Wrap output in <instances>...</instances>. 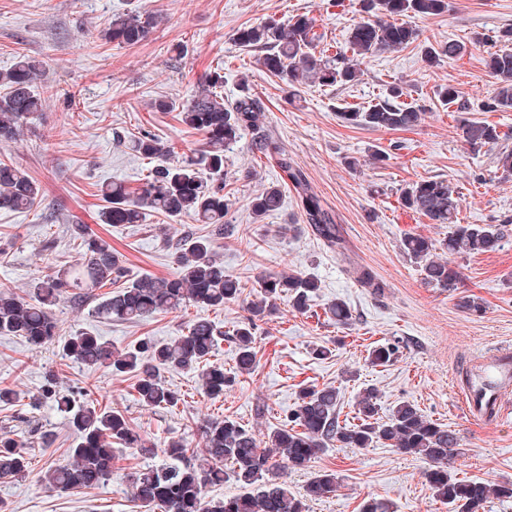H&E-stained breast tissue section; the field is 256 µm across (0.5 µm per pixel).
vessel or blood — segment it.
I'll list each match as a JSON object with an SVG mask.
<instances>
[{
	"label": "vessel or blood",
	"mask_w": 512,
	"mask_h": 512,
	"mask_svg": "<svg viewBox=\"0 0 512 512\" xmlns=\"http://www.w3.org/2000/svg\"><path fill=\"white\" fill-rule=\"evenodd\" d=\"M459 397L466 414L489 425L512 418V347L501 345L478 358Z\"/></svg>",
	"instance_id": "1"
}]
</instances>
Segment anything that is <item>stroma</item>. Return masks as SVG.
<instances>
[{"mask_svg":"<svg viewBox=\"0 0 512 512\" xmlns=\"http://www.w3.org/2000/svg\"><path fill=\"white\" fill-rule=\"evenodd\" d=\"M136 6L161 18L146 41L127 47L100 38L114 15ZM298 14L315 19L325 45L344 42L365 16L362 0H0V70L22 55L39 60L38 87L47 99L21 140L0 142V160L24 168L43 189L37 208L0 212V286L22 295L34 278L78 262L81 249L67 233L76 220L111 243L131 278L176 276L174 248L188 230L212 236L226 273L245 291L220 309L191 305L138 323L100 318L94 302L79 307L65 302L52 310L64 337L83 331L118 348H134L183 335L200 317L230 331L245 318L247 301L256 298L260 276L302 272L321 283L306 312L282 302L259 322L256 365L222 398L202 394L197 372L166 369L161 376L180 401L156 411L138 405L133 375L76 364L55 344L34 348L21 338L0 336V387L17 394L12 405L0 407V434L33 443L28 475L0 480L5 512H140L127 476L151 459L132 449L118 451L111 480L96 488L59 493L45 486V472L67 463L76 444L65 414L40 399L50 378L60 391L80 390L94 403L122 411L147 446L161 449L181 438L196 453L203 448L198 429L205 420L229 416L261 438L287 415L303 388H338L340 415L350 418L359 392L372 387L383 409L409 400L456 433V477L512 481V420L489 426L470 419L455 395L456 383L473 372L478 357L494 345H512V240L494 252L452 257L462 275L459 295L480 298L478 314L461 309L459 295L426 285L419 265L401 249L407 233L438 244L448 237V225L429 223L401 203L404 188L421 179L438 176L455 187L462 223L512 221V178H503L497 167L498 153L512 150V112L482 111L495 79L484 63L487 45L473 40L475 33L512 26V0H449L446 12L416 19L421 42L463 44L455 60L426 66L420 42L371 57L355 85L308 86L292 97L281 79L261 69L258 52L239 46L234 34ZM219 65L225 99L249 90L262 113L259 126L225 154V233L152 212L138 224L101 223L102 184L120 179L137 188L153 166L129 149L131 136L155 135L172 143L179 158L202 149L203 135L183 124L178 111L161 112L153 103L187 100L205 73ZM395 83L406 87L409 101L424 107L418 126L383 131L344 120L345 112L384 98ZM448 83L467 101V111L438 101L437 87ZM467 120L498 125L509 137L472 152L462 139ZM262 135L277 141L303 170L336 221L340 250L317 239L286 174L274 158L257 152L254 140ZM377 152L384 160H374ZM272 185L281 189V208L255 218L251 199ZM356 264L386 282L384 294L359 286L352 273ZM336 298L350 306L351 325L336 326L326 314L327 303ZM380 344L395 345L397 352L393 362L374 367L368 351ZM322 345L331 349L329 359L315 358L314 349ZM42 429L52 435L50 447L37 443ZM424 469L421 459L383 444L331 447L318 454L310 471L291 472L286 479L300 492L310 472H336L335 496L310 501L309 512H359L372 495L390 501L395 512H448L427 489Z\"/></svg>","mask_w":512,"mask_h":512,"instance_id":"obj_1","label":"stroma"}]
</instances>
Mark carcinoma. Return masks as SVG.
Segmentation results:
<instances>
[{"label":"carcinoma","mask_w":512,"mask_h":512,"mask_svg":"<svg viewBox=\"0 0 512 512\" xmlns=\"http://www.w3.org/2000/svg\"><path fill=\"white\" fill-rule=\"evenodd\" d=\"M448 0H370L368 9L374 18L357 22L344 44L334 55L317 51L320 36L315 22L296 15L286 24L276 22L245 26L235 33L243 47L263 51L258 62L263 70L280 78L289 89L310 83L322 86L355 84L361 80L367 59L373 54L407 48L420 37L411 18L439 15L448 10ZM159 24L149 11L134 10L111 19L101 30L109 42L135 46L145 41ZM478 43H494L498 49L488 53L485 66L496 79V87L482 104L485 112L512 109V27L478 34ZM462 50L458 42L429 44L422 48L425 64L440 65L456 58ZM41 73L38 60L22 56L15 64L0 70V140H15L24 134L31 119L44 110L46 98L37 81ZM224 68L211 70L185 103L161 100V111L180 109L181 121L205 137L203 149L175 165L167 160L174 146L151 134L133 136V152L159 164L150 169L136 192L130 193L120 182L101 188L105 202L100 211L104 224H138L143 211L150 210L170 220L185 216L198 224H224L228 207L224 199V152L237 143L246 131L258 125L261 113L257 102L245 94L224 102ZM404 88L390 87L388 96L363 111L345 112L351 124L376 130H409L421 119L419 108L399 101ZM445 105L461 102L458 88L445 84L438 89ZM463 141L472 151L495 145L506 137L498 126L470 120L462 127ZM263 154L276 155L280 168L298 193L304 215L314 233L330 248L339 244L336 223L310 187L304 173L288 158L274 140L262 138L256 143ZM211 179L203 180L201 170ZM42 188L24 169L0 161V211L31 210L41 204ZM404 206L419 212L433 224L450 228L448 240L436 246L430 238L411 234L402 241L404 252L419 263L423 280L454 294L462 277L451 260L436 250L452 255L489 253L499 250L512 236L509 224H462L459 221V193L442 178H428L408 185L401 197ZM281 204V190L267 188L251 201L252 213L259 218ZM71 239L82 249L80 262L63 273L44 274L31 283L28 296L0 289V335L16 336L33 347L56 341L62 355L87 367H104L114 375L134 373L139 404L147 410L174 407L178 393L162 380L159 370L181 369L199 372L206 397L218 399L235 385L238 376L250 373L256 361L257 322L270 315L281 300L299 313L310 306L319 288L317 279L303 274H269L261 278L259 299L248 306V316L232 332L211 320H198L187 333L170 341L143 342L132 350H119L111 343L87 332L60 338L52 307L65 299L82 301L97 288L110 286L125 277L120 255L112 245L94 234L86 224H71ZM179 275L174 278L143 274L108 293L96 305L106 319L140 321L158 313L177 311L187 305L220 308L238 300L244 286L225 273L224 262L208 236H194L174 251ZM363 288L380 294L386 283L367 267L356 270ZM330 318L340 326L353 320L351 308L343 300L328 305ZM229 338L235 346L236 368L211 360L219 342ZM396 348L377 346L370 352L371 363L384 366L392 362ZM43 398L52 399L64 411L77 435L71 460L49 469L46 484L57 491L91 489L112 477L115 452L119 448H137L155 453L146 446L126 416L111 407L91 401H78L62 395L49 383ZM339 391L334 387L302 389L288 416L271 429L266 440L259 441L252 431L235 419L210 420L200 426L204 444L202 455H188L184 440H170L162 449L164 460L128 476L133 499L143 512H308L311 500L329 498L339 486L333 471L311 476L304 492L295 493L284 481H272L269 474L281 465L293 471L305 470L322 450L362 449L387 444L400 453L418 457L428 464L423 472L432 495L448 504L451 512H485L493 499H512V482L492 483L482 479H458L451 472L457 453L456 434L443 424L426 418L409 401L397 403L390 413L380 415L378 391L366 388L357 401L358 422L340 419ZM27 444L8 435H0V479L25 475L29 458ZM231 480L238 491L213 503L205 501V489Z\"/></svg>","instance_id":"carcinoma-1"}]
</instances>
